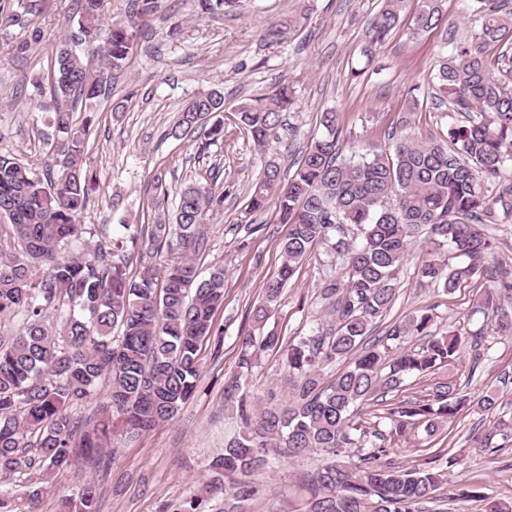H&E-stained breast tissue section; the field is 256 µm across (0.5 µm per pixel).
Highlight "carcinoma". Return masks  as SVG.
Wrapping results in <instances>:
<instances>
[{
	"mask_svg": "<svg viewBox=\"0 0 512 512\" xmlns=\"http://www.w3.org/2000/svg\"><path fill=\"white\" fill-rule=\"evenodd\" d=\"M42 0H0V26L19 19L13 7L34 16ZM84 42L100 61L94 68L63 41L57 50L51 91L56 107L48 122L57 141L48 180L13 157L0 155V319L22 316L0 336V472L67 470L78 457L100 458L112 437L113 419L131 433L173 420L194 395L204 340L222 336L214 315L224 303V266L198 275L195 257L207 247L202 226L224 204V183L187 186L179 192L172 224L151 228L148 245L134 228L107 245L88 247L80 216L89 204L86 136L94 110L75 127L71 102L89 106L101 93L103 75L121 70L140 38L137 18L154 13L157 0H135L136 12L112 23L97 43L101 0H78ZM206 14H222L236 0H196ZM408 0H381L366 33L383 43L402 20ZM410 34L438 24L443 0H417ZM479 28L478 43H462L436 60L435 99L467 124L447 136L411 130L403 116L388 143L368 144L350 154L340 145L337 112H323L324 132L306 145L291 177L274 161L250 192L247 213L274 204L289 226L283 261L252 309V329L238 337L237 371L224 382V405L237 407L242 426L212 465L210 487L224 477L250 476L267 468L269 452L290 457L325 452L336 460L314 478L310 512H421L447 483L446 464L432 460L411 468L387 466L386 435L417 427L434 436L464 407L488 413L491 392L472 397L439 385L430 398L391 403L381 420L388 431L355 425L369 402H383L404 381L455 362L463 337L433 330L434 315L418 310L393 324L386 341L371 338L376 323L396 300L416 237L425 233L416 266L420 282L452 293L461 283H489L481 304L496 313L500 335L512 338V311L496 297L512 291V275L489 261L487 224L512 223V12L501 0H462ZM499 47L495 66L486 52ZM286 83L239 103L236 111L255 145L278 139L282 117L294 110ZM175 130L210 144L224 141V95L202 91L182 107ZM257 224L237 226L245 249ZM332 256L315 297L326 322L289 343L261 331L284 288L315 245ZM173 259L161 260L166 253ZM139 259L137 276L128 272ZM282 354L291 399L248 410L245 386L257 354ZM352 357L350 366L323 384L328 364ZM107 381V402L95 420L78 424L71 409L96 395ZM359 432L358 437L352 431ZM359 445L360 454L350 449ZM45 493L32 482L25 500L0 490V512H37ZM255 489L239 482L224 495V512H243ZM57 512H96L87 487L63 497Z\"/></svg>",
	"mask_w": 512,
	"mask_h": 512,
	"instance_id": "obj_1",
	"label": "carcinoma"
}]
</instances>
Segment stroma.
<instances>
[{"mask_svg": "<svg viewBox=\"0 0 512 512\" xmlns=\"http://www.w3.org/2000/svg\"><path fill=\"white\" fill-rule=\"evenodd\" d=\"M379 7L380 0H245L239 10L212 16L200 13L195 0H159L157 11L144 17L134 55L96 102L86 149L93 181L80 221L106 228L111 237L122 235L128 224L146 234L153 225L172 221L182 187L223 181L224 208L205 224L208 247L198 258L201 268L218 263L226 271L224 303L214 317L224 330L223 346L202 344L197 391L176 419L132 439L114 437L101 461L82 459L76 469L50 471L40 512H57L59 496L77 494L84 479L96 486L97 512H174L192 498L201 499L202 512H222V496L208 493L206 484L213 459L239 426L224 408V379L237 367L238 338L251 326V308L264 283L282 263L288 236L273 206L255 216L261 229L247 249H238L232 232L247 219L248 195L265 159L294 173L308 141L320 135V115L327 111L339 113L347 148L384 142L405 113L426 135L465 123L458 113L441 118L431 105L440 47L472 41L476 33L459 0H446L438 27L414 39L407 24H400L367 56L365 35ZM77 20L76 0H44L31 20L0 27V154L38 171L53 154L44 117L55 106L50 85L57 49L77 34ZM284 20L292 23L286 38L265 40L266 28ZM35 28L40 39L26 53H16V43L29 39ZM355 68L363 70L362 78H351ZM283 81L297 91L296 109L286 113L279 141L258 149L236 106ZM210 88L224 93L223 142L209 145L175 135L183 105ZM413 98L420 105L411 113L407 103ZM329 261L325 250L315 247L271 311L267 330L288 342L310 335L322 322L314 297ZM483 291L482 283L472 282L446 294L420 284L409 270L386 316L391 323L429 308L437 328L482 334L487 347L476 373H469L470 352L462 350L454 364L407 380L400 399L423 398L440 382L475 397L489 390L499 395L492 414L466 408L431 440L414 429L392 441L390 460L398 466L436 455L459 459L425 512H484L483 503L459 497L462 489L512 500V438L495 454L472 441L477 430L512 425V338L498 335L493 315L477 307ZM286 394L280 354L262 351L248 378V398L259 407L267 397ZM326 460L323 454L276 458L253 476L256 492L247 512H308L311 479Z\"/></svg>", "mask_w": 512, "mask_h": 512, "instance_id": "obj_1", "label": "stroma"}]
</instances>
